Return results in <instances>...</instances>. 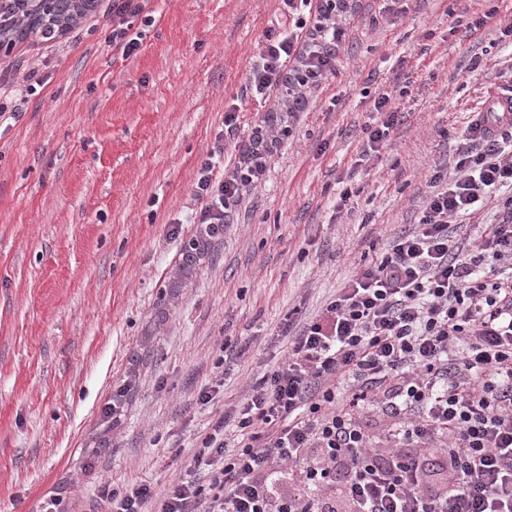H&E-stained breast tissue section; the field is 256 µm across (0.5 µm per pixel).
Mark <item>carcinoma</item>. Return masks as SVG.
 <instances>
[{
	"label": "carcinoma",
	"mask_w": 512,
	"mask_h": 512,
	"mask_svg": "<svg viewBox=\"0 0 512 512\" xmlns=\"http://www.w3.org/2000/svg\"><path fill=\"white\" fill-rule=\"evenodd\" d=\"M87 6L88 0H52L48 8L39 0H19L11 13L12 20L0 24V40L20 41L35 32L43 38L53 39L71 29ZM199 260L194 248L185 247L181 279L175 282V287H181L182 280L188 278Z\"/></svg>",
	"instance_id": "1"
}]
</instances>
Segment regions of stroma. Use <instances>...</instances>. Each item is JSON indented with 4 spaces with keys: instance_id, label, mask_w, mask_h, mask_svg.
<instances>
[{
    "instance_id": "obj_1",
    "label": "stroma",
    "mask_w": 512,
    "mask_h": 512,
    "mask_svg": "<svg viewBox=\"0 0 512 512\" xmlns=\"http://www.w3.org/2000/svg\"><path fill=\"white\" fill-rule=\"evenodd\" d=\"M358 2L335 75L186 278L201 162L219 136L236 160L288 108L284 90L263 103L246 93L280 0H151L128 57L99 0L55 40L0 51V75L43 79L21 98L0 92L18 113L0 125V512H39L53 491L63 512H104L100 480L160 490L177 479L216 412L282 364L284 327L417 224L433 174L452 177L461 131L491 91L512 87V0H410L399 14L388 0ZM481 15L479 40L454 33ZM382 93L401 122L362 162ZM124 384L123 414L105 427ZM206 386L218 392L203 404Z\"/></svg>"
}]
</instances>
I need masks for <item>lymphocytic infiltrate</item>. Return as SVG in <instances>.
<instances>
[{
  "label": "lymphocytic infiltrate",
  "instance_id": "1",
  "mask_svg": "<svg viewBox=\"0 0 512 512\" xmlns=\"http://www.w3.org/2000/svg\"><path fill=\"white\" fill-rule=\"evenodd\" d=\"M150 0H112V45L139 48L132 17ZM310 0H281L248 86L266 97L287 84L289 112L336 70L345 32L334 0L306 20ZM364 130L379 153L400 122L388 95ZM286 130H255L234 163L216 146L198 170L195 239L223 238L232 205L262 182ZM449 181L432 190L410 232L356 269L309 322L289 334L287 359L226 404L185 472L167 488L98 487L106 512H512V196L494 222L459 242L458 221L512 188V126L461 133ZM395 414L379 435L371 412ZM301 476L306 489L282 491Z\"/></svg>",
  "mask_w": 512,
  "mask_h": 512
}]
</instances>
